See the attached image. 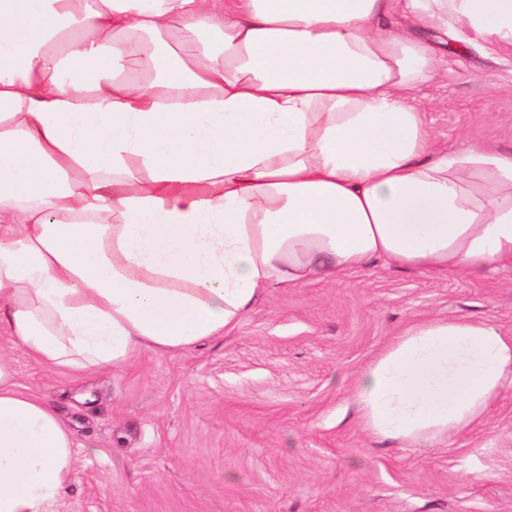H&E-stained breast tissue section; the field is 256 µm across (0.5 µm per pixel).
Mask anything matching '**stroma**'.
I'll list each match as a JSON object with an SVG mask.
<instances>
[{"mask_svg": "<svg viewBox=\"0 0 512 512\" xmlns=\"http://www.w3.org/2000/svg\"><path fill=\"white\" fill-rule=\"evenodd\" d=\"M438 75L416 93L433 151H512V50L486 55L400 14ZM439 316L512 336V265L431 277L380 260L260 292L243 322L180 351L79 376L21 352L17 381L80 449L54 512H512V384L467 432L410 448L358 424L353 387L408 325Z\"/></svg>", "mask_w": 512, "mask_h": 512, "instance_id": "1", "label": "stroma"}]
</instances>
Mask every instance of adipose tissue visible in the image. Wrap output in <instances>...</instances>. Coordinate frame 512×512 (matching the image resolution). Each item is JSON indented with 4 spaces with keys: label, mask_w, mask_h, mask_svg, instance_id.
Wrapping results in <instances>:
<instances>
[{
    "label": "adipose tissue",
    "mask_w": 512,
    "mask_h": 512,
    "mask_svg": "<svg viewBox=\"0 0 512 512\" xmlns=\"http://www.w3.org/2000/svg\"><path fill=\"white\" fill-rule=\"evenodd\" d=\"M398 11L512 48V0H0V512H51L76 462L11 351L117 369L372 259L512 265V153L432 151L412 97L438 61ZM509 381L512 336L431 318L353 396L368 436L410 445L464 432Z\"/></svg>",
    "instance_id": "ef3b65f1"
}]
</instances>
